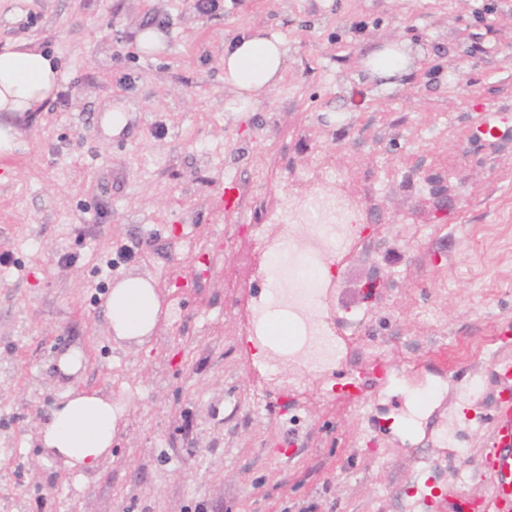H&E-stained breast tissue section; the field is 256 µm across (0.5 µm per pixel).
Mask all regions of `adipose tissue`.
<instances>
[{"label": "adipose tissue", "mask_w": 512, "mask_h": 512, "mask_svg": "<svg viewBox=\"0 0 512 512\" xmlns=\"http://www.w3.org/2000/svg\"><path fill=\"white\" fill-rule=\"evenodd\" d=\"M288 68V41L278 31L257 28L243 34L224 51V82L234 90L226 108L245 112L283 81ZM59 70L31 41H19L0 51V112L35 111L53 99ZM161 304L151 279L121 278L106 301V317L116 339L144 345L156 327ZM80 350L58 358V368L70 382L50 408L39 430L42 452L69 470L90 474L112 454V441L122 413L111 395L73 383L82 366Z\"/></svg>", "instance_id": "adipose-tissue-1"}]
</instances>
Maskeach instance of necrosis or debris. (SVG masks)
<instances>
[{
  "label": "necrosis or debris",
  "mask_w": 512,
  "mask_h": 512,
  "mask_svg": "<svg viewBox=\"0 0 512 512\" xmlns=\"http://www.w3.org/2000/svg\"><path fill=\"white\" fill-rule=\"evenodd\" d=\"M295 214L309 226L300 236L285 237L272 224L251 227L257 272L270 281L271 289L267 300L253 310L248 345L268 370L289 360L301 369L324 374L334 369L341 354L337 329L356 331L362 319L351 317L336 327L329 319L314 315L310 302L323 299L332 286L336 256L370 248L371 243L363 235L357 212L342 203L326 177H318L314 194ZM283 280L288 283L284 290L278 287ZM274 310L284 316L292 334L278 349L270 347L266 339Z\"/></svg>",
  "instance_id": "necrosis-or-debris-1"
}]
</instances>
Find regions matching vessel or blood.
I'll list each match as a JSON object with an SVG mask.
<instances>
[{"instance_id": "obj_1", "label": "vessel or blood", "mask_w": 512, "mask_h": 512, "mask_svg": "<svg viewBox=\"0 0 512 512\" xmlns=\"http://www.w3.org/2000/svg\"><path fill=\"white\" fill-rule=\"evenodd\" d=\"M490 482L487 494L461 497L446 504V512H512V400L493 417V431L482 461Z\"/></svg>"}]
</instances>
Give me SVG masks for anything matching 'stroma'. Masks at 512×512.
Wrapping results in <instances>:
<instances>
[{"mask_svg": "<svg viewBox=\"0 0 512 512\" xmlns=\"http://www.w3.org/2000/svg\"><path fill=\"white\" fill-rule=\"evenodd\" d=\"M152 16L168 27L147 53ZM269 27L288 39L284 81L227 111L225 49ZM29 38L69 101L0 114L20 143L0 156V512H398L419 457L434 500L486 490L507 393L494 361L512 355L495 336L512 326V0H220L211 15L189 0H0V47ZM393 43L409 73L384 89L362 63ZM485 120L500 125L491 144L473 137ZM317 169L343 180L378 244L337 259L327 304L365 327L333 374L283 365L288 401L243 344L263 288L247 227L303 234L287 209ZM130 272L161 300L142 347L116 343L105 316ZM70 348L79 384L123 411L86 476L38 449ZM360 369L361 409L337 396ZM432 383L447 399L408 424L403 406Z\"/></svg>", "mask_w": 512, "mask_h": 512, "instance_id": "1", "label": "stroma"}]
</instances>
